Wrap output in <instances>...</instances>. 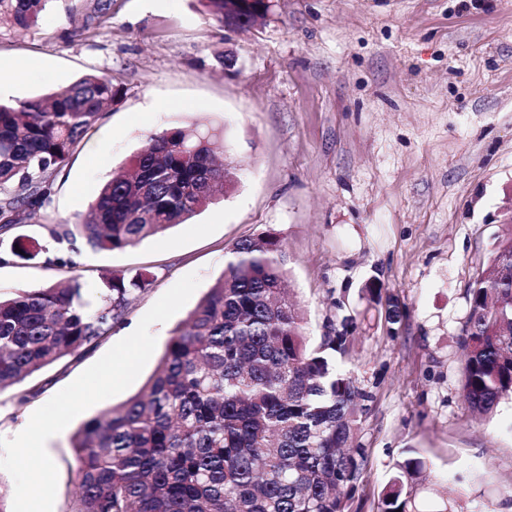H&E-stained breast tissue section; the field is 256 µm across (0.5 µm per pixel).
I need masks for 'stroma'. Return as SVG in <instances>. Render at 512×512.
<instances>
[{
  "label": "stroma",
  "mask_w": 512,
  "mask_h": 512,
  "mask_svg": "<svg viewBox=\"0 0 512 512\" xmlns=\"http://www.w3.org/2000/svg\"><path fill=\"white\" fill-rule=\"evenodd\" d=\"M95 5L54 0L37 25L0 29V100L44 97L89 73L111 75L122 93L69 157L50 202L0 235V293L111 272L147 275L151 286L92 353L26 379L22 389L38 396L0 392V438L130 335L183 276L200 284L152 325L156 348L132 385L49 439L53 512L73 504V435L144 390L232 245L268 231L288 255L309 335L343 323L347 365L372 393L355 508L376 512L394 463L419 457L428 484L447 482L455 512H512V402L477 422L461 393L460 343L467 289L512 222V0H270L264 19L234 31L198 0H112L106 16ZM192 123L224 128V155L240 164L220 203L123 251H74L50 236L85 214L147 135ZM92 143L102 149L94 161ZM17 236L38 242L40 256H12ZM371 282L401 302L397 335L362 293Z\"/></svg>",
  "instance_id": "obj_1"
}]
</instances>
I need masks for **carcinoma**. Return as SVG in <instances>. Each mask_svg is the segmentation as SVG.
<instances>
[{
	"label": "carcinoma",
	"instance_id": "cac0c4a2",
	"mask_svg": "<svg viewBox=\"0 0 512 512\" xmlns=\"http://www.w3.org/2000/svg\"><path fill=\"white\" fill-rule=\"evenodd\" d=\"M52 0H0V27L27 29ZM217 23L239 27L267 14L262 0H199ZM112 76L86 74L47 98L0 103V230L49 203L57 175L105 107L120 100ZM224 135L199 125L152 133L129 165L105 182L79 222L54 239L93 252L162 236L214 204L235 182L217 163ZM11 252L36 258L18 237ZM288 256L273 233L239 240L223 275L172 330L143 393L107 409L74 434L77 496L70 512H353L366 462L355 444L372 393L340 363L335 324L316 343L287 295ZM151 280L109 274L90 287L64 285L0 295V392L110 335ZM462 327V392L480 415L512 398V224L488 268L468 288ZM388 331L402 321L385 299ZM425 464H394L377 512H421Z\"/></svg>",
	"mask_w": 512,
	"mask_h": 512
}]
</instances>
